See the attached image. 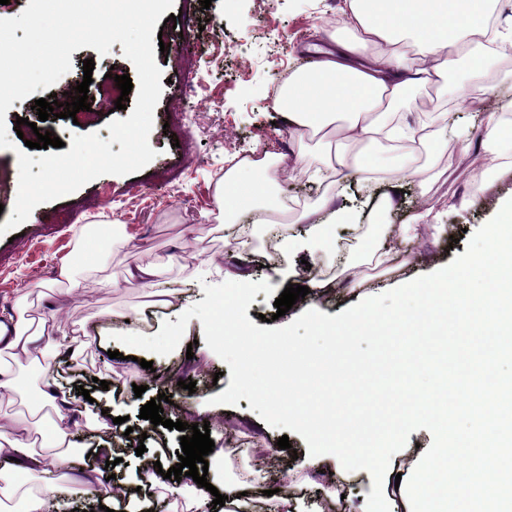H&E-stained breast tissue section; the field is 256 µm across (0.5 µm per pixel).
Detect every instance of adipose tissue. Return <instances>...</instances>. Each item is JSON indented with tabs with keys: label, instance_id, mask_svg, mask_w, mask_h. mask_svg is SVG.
<instances>
[{
	"label": "adipose tissue",
	"instance_id": "1",
	"mask_svg": "<svg viewBox=\"0 0 512 512\" xmlns=\"http://www.w3.org/2000/svg\"><path fill=\"white\" fill-rule=\"evenodd\" d=\"M341 23L328 32V43L315 47L311 67L294 72L274 101L298 136L317 139L330 149L335 172L349 166L373 168L367 146H383L411 138L416 128L406 118L394 117L397 103L409 89L437 82L447 69L449 54L465 52L466 64L453 91L466 100L470 86L481 83L488 66L484 47L497 55L512 54V30L492 28L490 20L499 0H345ZM275 159L254 161L255 179L240 180L241 166L224 173L216 189L225 220L243 206H262L274 183ZM43 337L21 311L0 314V352L30 354ZM67 397L57 389L51 373H44L40 397L31 415L51 430V450L33 452L25 418L0 424V455L11 458L8 471H0V498L18 499L21 512H57L64 497L90 502L133 499L136 487L168 488L156 467H143L132 482L98 489L93 477L66 480L59 471L66 462L69 422L64 415ZM38 482H30L32 473ZM191 495L182 512H213L214 493L224 494V512H243L246 495L258 490L260 474L237 481H221L216 492L206 491L184 477Z\"/></svg>",
	"mask_w": 512,
	"mask_h": 512
}]
</instances>
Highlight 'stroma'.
<instances>
[{"label": "stroma", "instance_id": "35a3bbf8", "mask_svg": "<svg viewBox=\"0 0 512 512\" xmlns=\"http://www.w3.org/2000/svg\"><path fill=\"white\" fill-rule=\"evenodd\" d=\"M342 6L343 0H212L209 9L188 17L183 13L184 0H174L180 18L174 20L165 13L155 25L166 45L165 51L154 54L164 79L149 135L155 158L137 172L99 176L72 194L37 206L20 225V237L0 236V309L20 307L46 320L48 327L41 344V362L17 365V372L34 386L42 368L60 369L72 363L107 381V390L96 393L97 408L104 411L106 424L118 416L127 418L133 440L143 441L145 456L150 458L158 442H166L169 452L163 461L169 467L175 466L182 453L181 433L140 418L142 405L163 393L175 403L164 411L167 419H178L175 407L179 404L199 408L194 418L198 424L211 413L229 414L230 430L239 448L234 456L212 462L214 475L233 478L244 468L257 466L271 472L262 482V493L250 501L248 512H265L266 491L278 488L283 477L291 485L297 512H332L329 499L337 493L343 494L349 512H360L372 490V479L365 470H344L330 454L323 455L317 465H309L305 440L267 424L251 410L247 399L233 407L212 405L211 397L229 387L231 375L228 365L206 345L199 319H190L182 345L166 356L121 345L117 335L131 329L158 333L163 321L177 322L182 312L204 300V284L223 283L225 271L237 268L258 280L268 278L273 267L285 268L283 280L275 285L279 293L287 285L303 283L309 270L335 283L327 294L310 291L282 317L273 300L258 293L247 309L248 319L257 327L268 322L276 328L287 325L292 316L311 308L338 315L365 298L428 274L429 267L420 263V254L433 256L443 265L464 254L467 243L462 233L475 232L512 198V169L490 162L482 146L484 125L480 120L481 113L503 111L512 101V87L501 82L512 72V57L494 58L484 82L471 87L468 101L457 100L441 85L432 84L412 89L401 104V111L414 114L424 101L436 99L439 104L451 105L450 124L469 131L464 141L449 142L442 129L424 140L416 157L432 176L428 187L398 180L388 168L376 170L367 182L357 174L339 182L317 175V168L323 165L322 149L315 141L292 134L273 102L279 81L311 64L309 45L320 30L335 28ZM88 58L95 62L89 94L102 100L96 120L76 124L52 116L46 127L66 143L73 136L91 133L109 140V123L128 118V111L116 109L114 99L107 96L114 76L135 72L121 43H114L103 55L91 47L73 51L71 69L53 88H41L35 95L14 101L6 112L7 131L15 139L13 149H0V168L10 171L9 188L0 192V225L10 217L16 200L17 152L26 148L24 140L15 135L17 118L37 121L36 100L75 87L83 78V62ZM200 99L207 102L204 115L190 124L186 139L173 140L164 128L170 111H194ZM267 151L279 154L284 162L274 175L279 215L269 223L256 224L252 212L241 209L236 221L250 228L248 247L242 252L226 234L215 185L238 154ZM476 168L481 177L473 176ZM392 186L399 191L396 205L378 210L371 202V190L385 192ZM464 199L470 200V207L454 210V203ZM326 200L332 208L343 207L353 214L350 224L337 232L338 251L303 250L269 260L273 228L291 236L304 235L307 227L299 222L302 212ZM427 206L432 207L437 223L447 226V235L436 239L426 234L405 242L406 260L392 261L384 268L364 267L363 283L340 277L337 257L358 261L387 245V238L375 231L377 223L389 224L391 234L399 235L402 225L415 223L417 214ZM116 222L124 225L129 242L112 239ZM93 227L100 234L97 283L78 293L67 292L56 281L58 267L62 261H73L76 277L84 276L86 265L77 251ZM146 265L159 269L156 287L179 289L178 303L153 305L149 289L125 284L128 269ZM132 312L138 319L126 324L125 318ZM82 334L90 341L79 356H71L70 341ZM144 359L152 362V369L141 367ZM188 378L195 381L194 390L181 388V381ZM62 383L71 394L73 416L69 430L73 451L63 471L74 474L94 469L90 450L122 443L124 436L107 428L93 431L84 397L74 394L70 378H63ZM137 385L143 387L142 395H135ZM282 436L288 437L289 449L277 447ZM432 441L428 430L414 431L406 446L393 455L384 490L395 497L397 507H404L405 501L398 496L396 479H409ZM120 456L121 463L111 472L117 481L125 482L145 456L125 447Z\"/></svg>", "mask_w": 512, "mask_h": 512}]
</instances>
